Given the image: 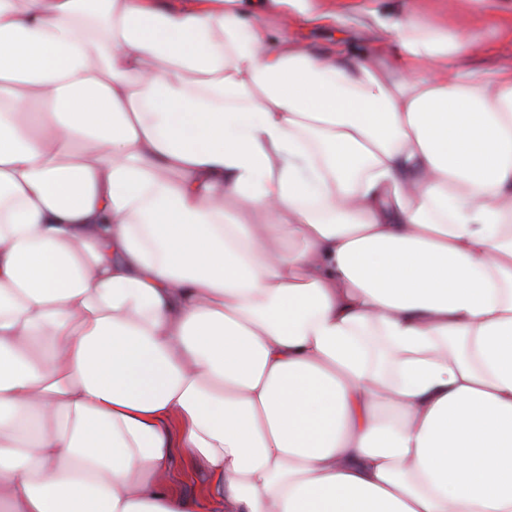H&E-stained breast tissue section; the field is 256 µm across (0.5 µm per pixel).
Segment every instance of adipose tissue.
Instances as JSON below:
<instances>
[{
  "instance_id": "obj_1",
  "label": "adipose tissue",
  "mask_w": 512,
  "mask_h": 512,
  "mask_svg": "<svg viewBox=\"0 0 512 512\" xmlns=\"http://www.w3.org/2000/svg\"><path fill=\"white\" fill-rule=\"evenodd\" d=\"M273 16L0 0V512H512V67ZM343 3L341 1L336 3V24L330 28L311 27L287 18H273L270 19L269 24L277 34L281 30L294 31L304 44L312 48L328 50L335 48V43L338 40L350 35V22L345 16H342L344 10L341 5ZM174 481L183 492L192 494L204 483L205 476L201 471L189 468L184 462H180L175 467Z\"/></svg>"
}]
</instances>
